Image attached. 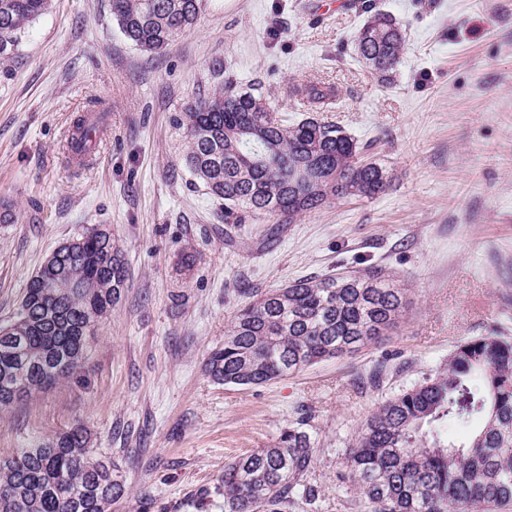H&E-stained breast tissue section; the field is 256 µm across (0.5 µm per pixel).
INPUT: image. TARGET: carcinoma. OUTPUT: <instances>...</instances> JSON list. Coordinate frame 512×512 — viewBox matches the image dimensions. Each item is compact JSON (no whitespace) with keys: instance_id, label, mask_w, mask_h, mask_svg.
Wrapping results in <instances>:
<instances>
[{"instance_id":"carcinoma-1","label":"carcinoma","mask_w":512,"mask_h":512,"mask_svg":"<svg viewBox=\"0 0 512 512\" xmlns=\"http://www.w3.org/2000/svg\"><path fill=\"white\" fill-rule=\"evenodd\" d=\"M50 0H0V63L10 59L27 26ZM202 0H112V18L140 50L164 51L197 22ZM368 14L357 54L371 73L391 79L404 51L402 24L358 0ZM291 93L318 111L337 89L306 80ZM185 164L224 201V223L264 215L292 224L326 203L369 198L391 183L377 162L361 164V146L332 121L306 117L287 124L270 102L227 79L191 98ZM56 273L96 282L88 293L56 296L40 274L28 281L15 326L20 347L0 338V392L29 396L37 370L47 383L81 370L86 338L127 288L122 249L91 229L58 252ZM407 288L381 269L298 279L270 289L236 313L205 373L224 385L259 386L308 365L374 343L399 323ZM481 429L465 444L448 427ZM319 448L309 419L288 425L270 448L224 464V512H319L322 489L312 478ZM336 480L356 490L368 512H491L512 505V340L482 336L458 343L448 370L430 374L379 405L347 440ZM125 487L112 459L89 446L75 425L47 442L0 457V512H110Z\"/></svg>"}]
</instances>
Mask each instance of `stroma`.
<instances>
[{"instance_id": "35a3bbf8", "label": "stroma", "mask_w": 512, "mask_h": 512, "mask_svg": "<svg viewBox=\"0 0 512 512\" xmlns=\"http://www.w3.org/2000/svg\"><path fill=\"white\" fill-rule=\"evenodd\" d=\"M324 0H203L195 26L140 51L110 0H51L0 65V325L45 258L88 229L121 244L128 287L88 339L82 373L0 410V456L83 425L126 486L110 512H224L226 462L272 446L310 408L321 512H365L336 483L345 442L388 397L444 369L464 339L512 338V0H376L406 30L391 81L354 36L365 17ZM296 122L292 81L335 85L326 113L393 173L373 198L293 224L224 221L187 169L185 103L214 90V66ZM107 129L71 166L74 121L95 101ZM191 268H184L185 257ZM397 276L409 303L379 342L260 386L205 373L211 349L254 295L305 276Z\"/></svg>"}]
</instances>
